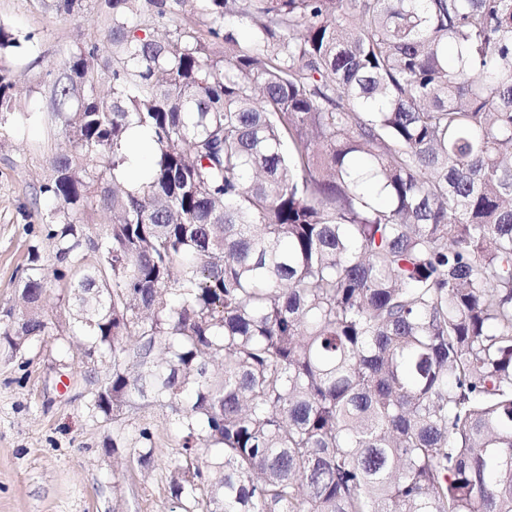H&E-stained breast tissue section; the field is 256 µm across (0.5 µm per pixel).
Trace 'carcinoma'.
Here are the masks:
<instances>
[{"instance_id": "cac0c4a2", "label": "carcinoma", "mask_w": 512, "mask_h": 512, "mask_svg": "<svg viewBox=\"0 0 512 512\" xmlns=\"http://www.w3.org/2000/svg\"><path fill=\"white\" fill-rule=\"evenodd\" d=\"M100 19L54 85L74 149L39 188L54 258L22 271L8 352L58 291L111 363L94 409L177 416L183 512H512V0ZM15 105L1 72L0 118ZM133 127L154 143L139 181ZM94 206L112 223L91 238Z\"/></svg>"}]
</instances>
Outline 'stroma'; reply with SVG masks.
I'll use <instances>...</instances> for the list:
<instances>
[{"instance_id":"35a3bbf8","label":"stroma","mask_w":512,"mask_h":512,"mask_svg":"<svg viewBox=\"0 0 512 512\" xmlns=\"http://www.w3.org/2000/svg\"><path fill=\"white\" fill-rule=\"evenodd\" d=\"M100 0H82L80 13L56 14L50 0H0V27L18 47L0 52L25 120H0V311L10 307L31 253L52 264L53 244L39 225L48 203L40 185L52 156L69 149L57 123L53 85L58 64L76 45L103 42ZM48 329L17 354L0 350V512H171L169 463L178 452L177 424L156 406L124 422L135 438L149 429L153 462L118 467L128 449L112 447L111 418L93 410L91 391L109 366L88 360L58 326L68 309L57 291L44 298Z\"/></svg>"}]
</instances>
